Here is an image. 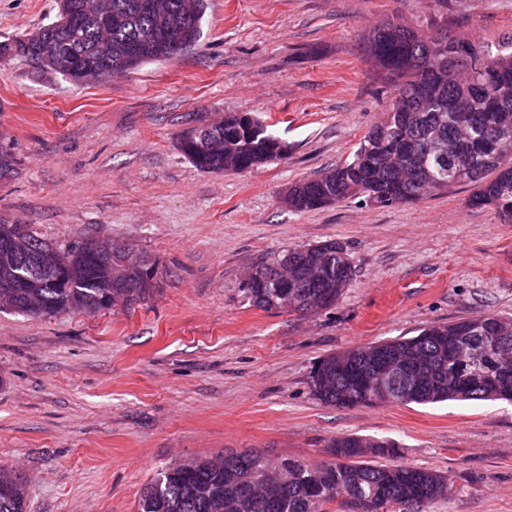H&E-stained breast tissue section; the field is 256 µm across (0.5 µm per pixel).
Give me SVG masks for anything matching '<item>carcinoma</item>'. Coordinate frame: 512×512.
<instances>
[{
  "label": "carcinoma",
  "instance_id": "cac0c4a2",
  "mask_svg": "<svg viewBox=\"0 0 512 512\" xmlns=\"http://www.w3.org/2000/svg\"><path fill=\"white\" fill-rule=\"evenodd\" d=\"M142 0H112V38L103 44L99 33L103 18L87 16L75 29L45 31L38 45L22 35L0 42V59L24 58L36 66L40 54L49 52L63 63L73 55L108 58L133 71L141 66L179 56L202 36L207 0H194L197 21L182 20L184 0H167L169 27L157 23L144 10ZM149 38L153 51L141 58L126 57L127 47ZM367 56L383 73L399 96L413 101L410 112L376 124L358 143L352 156L323 173L292 184L284 203L294 211H311L348 199L364 198L376 207L411 204L426 191L440 192L456 184L453 162L470 158L479 175L469 180L473 193L469 204L492 207L505 224H512V35L491 47L495 67L486 75L495 97L506 100L507 109L495 108L474 96L473 86L461 78L467 60L458 51L434 47L431 35L403 19H389L364 37ZM494 131L509 150L490 156L476 149L482 128ZM213 150L196 142L181 153L198 169L207 172H248L281 159L287 142L264 129L248 131L234 115L210 131ZM16 159L0 145V179L9 176ZM23 231L24 249L8 262H0V296L13 297L16 312L32 317L67 309L98 312L106 309L112 291L124 295L126 305L148 300L154 289L144 287L146 273L126 275L127 287L110 288L98 268L101 257L84 250L81 242L68 250H55L57 264L68 267L67 280L55 281L48 272L34 288H5V268L16 270L32 243L46 244L28 224H0V234ZM288 262L290 279L284 287L267 286L268 275ZM261 278L256 286L242 288L249 305L264 311L277 309L286 293L298 305L293 311L314 313L325 309L322 295L339 299L353 278L354 269L344 249L330 241L283 250L255 266ZM405 359L416 376L393 379L407 391L404 404L432 405L449 400L512 402V319L486 314L448 324L426 326L414 336L357 346L324 357L310 376V390L322 403L336 408L370 406L374 398L371 362L377 355ZM399 447L388 439L338 436L327 446L330 460L324 469L284 458L288 482L278 484L274 467L262 453L229 451L224 461L199 458L174 464L157 473L151 486L141 491L138 512H329L332 497L322 487L336 484L357 500L394 503L389 512H422L427 504L451 498L454 484L443 474L402 464H380L397 456ZM233 471L239 481L232 494L225 493L224 475ZM26 483L14 470L0 465V512H27Z\"/></svg>",
  "mask_w": 512,
  "mask_h": 512
}]
</instances>
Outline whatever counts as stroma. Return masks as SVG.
Returning a JSON list of instances; mask_svg holds the SVG:
<instances>
[{
    "label": "stroma",
    "instance_id": "stroma-1",
    "mask_svg": "<svg viewBox=\"0 0 512 512\" xmlns=\"http://www.w3.org/2000/svg\"><path fill=\"white\" fill-rule=\"evenodd\" d=\"M58 0H0V41L55 21ZM401 17L428 32L497 43L512 0H208L188 53L75 84L0 62V223L59 249L123 242L155 257L148 302L95 314L0 309V464L29 512H137L166 466L256 450L326 461L337 436L395 440L401 463L454 482L423 512H512V403H321L326 355L424 326L512 318V224L458 184L419 202L343 201L300 213L282 198L345 161L394 97L363 37ZM249 112L286 159L207 173L181 154L189 126ZM338 242L355 275L333 306L265 312L244 271L289 247Z\"/></svg>",
    "mask_w": 512,
    "mask_h": 512
}]
</instances>
